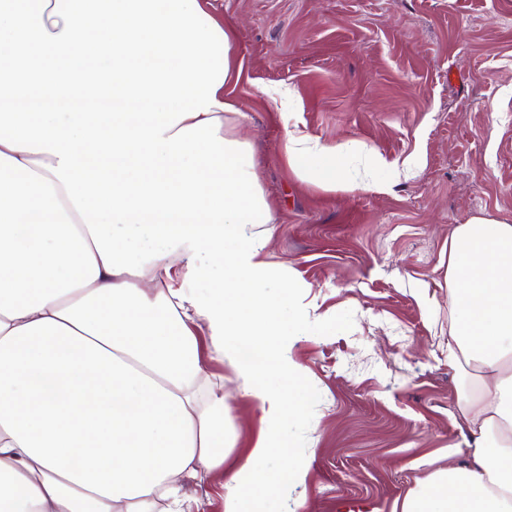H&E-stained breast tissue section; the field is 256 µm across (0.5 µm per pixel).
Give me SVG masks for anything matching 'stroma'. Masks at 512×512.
<instances>
[{
  "label": "stroma",
  "instance_id": "1",
  "mask_svg": "<svg viewBox=\"0 0 512 512\" xmlns=\"http://www.w3.org/2000/svg\"><path fill=\"white\" fill-rule=\"evenodd\" d=\"M238 33L230 94L279 222L268 260L309 283L333 327L302 337L309 372L291 424L305 485L272 501L240 490L247 512L289 500L337 512L366 499L401 512L406 492L465 444L455 424L472 378L448 367V236L475 216L512 224V0H211ZM380 154L387 175L353 193L303 182L286 132ZM205 369L230 409L225 467L184 487L188 512H224L226 470L260 424L227 363Z\"/></svg>",
  "mask_w": 512,
  "mask_h": 512
}]
</instances>
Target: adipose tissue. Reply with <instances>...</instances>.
<instances>
[{"instance_id":"adipose-tissue-1","label":"adipose tissue","mask_w":512,"mask_h":512,"mask_svg":"<svg viewBox=\"0 0 512 512\" xmlns=\"http://www.w3.org/2000/svg\"><path fill=\"white\" fill-rule=\"evenodd\" d=\"M241 74L210 0H0V512H185V480L231 450L207 352L261 411L224 512H245L239 489L305 483L283 450L307 381L293 347L331 316L266 259L276 211L225 125ZM351 150L282 144L330 191L370 188L383 164L352 170ZM448 367L476 379L467 458L402 512H512V224L448 238Z\"/></svg>"}]
</instances>
